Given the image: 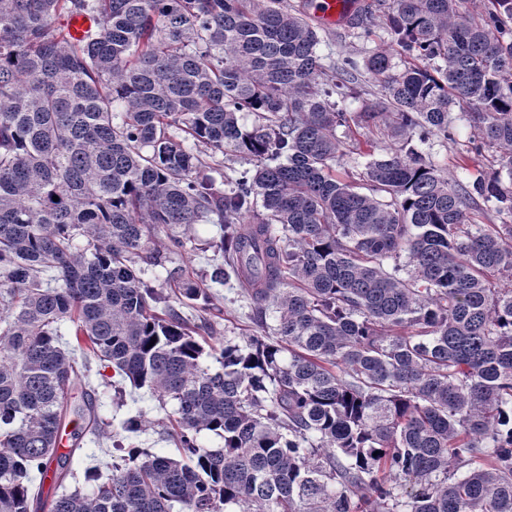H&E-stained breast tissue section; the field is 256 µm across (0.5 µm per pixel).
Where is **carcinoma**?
<instances>
[{
	"instance_id": "1",
	"label": "carcinoma",
	"mask_w": 512,
	"mask_h": 512,
	"mask_svg": "<svg viewBox=\"0 0 512 512\" xmlns=\"http://www.w3.org/2000/svg\"><path fill=\"white\" fill-rule=\"evenodd\" d=\"M467 2L392 0V50L326 64L288 0H0V512H512V288L491 287L512 282V224L470 216L476 195L512 214V190L462 186L413 144L450 139L462 103L512 177V0ZM74 14L99 19L79 43ZM361 65L386 103L360 120L394 115L366 164L378 198L333 168ZM189 139L255 168L226 177ZM200 221L220 227L211 278L263 327L276 310L275 341H226L213 372L134 267ZM93 358L175 404L179 454L142 448L130 415L112 476L88 467L91 491L47 503L32 473L72 475L67 418L106 426L72 401Z\"/></svg>"
}]
</instances>
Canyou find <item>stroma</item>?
Here are the masks:
<instances>
[{"mask_svg":"<svg viewBox=\"0 0 512 512\" xmlns=\"http://www.w3.org/2000/svg\"><path fill=\"white\" fill-rule=\"evenodd\" d=\"M319 52L325 60H335L344 56H364L379 48L388 47L391 40L383 26H375L369 37H362L359 29L339 26L323 29ZM453 137L448 141H431L424 145L423 151L431 163L443 174L449 175L457 183L468 185L481 176H491L500 172L499 152L493 148L483 149L481 154L471 153L473 140L477 137V127L467 112L452 108ZM390 114H383L379 123L370 127H361L353 135L344 137V154L337 167L349 173L352 180L363 182L365 165L368 161V145L384 147L385 127L390 123ZM188 242L182 255L173 257V265L186 269L194 280L204 278L218 254L214 244L219 238L218 227L214 224L193 225L187 233ZM209 292L214 304L221 308L223 315L214 323L212 330L206 331L209 344L223 348L225 341L242 342L247 336L272 335V328H261L252 318L248 300L241 289L231 285L209 284ZM115 380L112 368L93 364L88 391L93 398L95 410L100 418L108 422L109 427L99 436H85L79 449L73 455V477L68 478L64 486H56L52 479H45L44 493L48 496L60 494L61 490L83 487V472L86 466L111 460L112 443L117 439L120 423L128 415L143 413L149 426L140 440L143 448L159 455H172L176 446L168 435L167 415L173 412V405H161L157 398L147 390H137L130 383L114 388Z\"/></svg>","mask_w":512,"mask_h":512,"instance_id":"obj_1","label":"stroma"}]
</instances>
